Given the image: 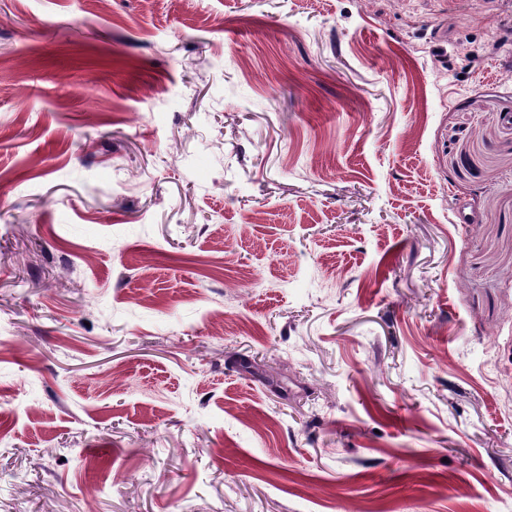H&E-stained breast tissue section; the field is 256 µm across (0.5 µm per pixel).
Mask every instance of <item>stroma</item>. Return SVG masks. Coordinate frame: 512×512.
<instances>
[{"label": "stroma", "instance_id": "stroma-1", "mask_svg": "<svg viewBox=\"0 0 512 512\" xmlns=\"http://www.w3.org/2000/svg\"><path fill=\"white\" fill-rule=\"evenodd\" d=\"M0 512H512V0H0Z\"/></svg>", "mask_w": 512, "mask_h": 512}]
</instances>
